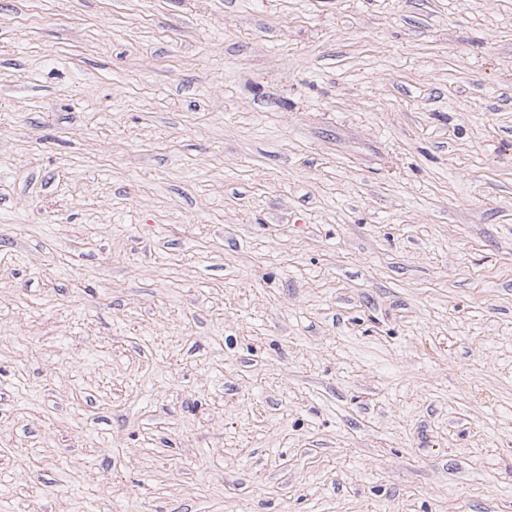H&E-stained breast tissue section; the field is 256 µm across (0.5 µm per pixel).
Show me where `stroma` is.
Instances as JSON below:
<instances>
[{"label":"stroma","instance_id":"35a3bbf8","mask_svg":"<svg viewBox=\"0 0 512 512\" xmlns=\"http://www.w3.org/2000/svg\"><path fill=\"white\" fill-rule=\"evenodd\" d=\"M6 512H512V0H0Z\"/></svg>","mask_w":512,"mask_h":512}]
</instances>
